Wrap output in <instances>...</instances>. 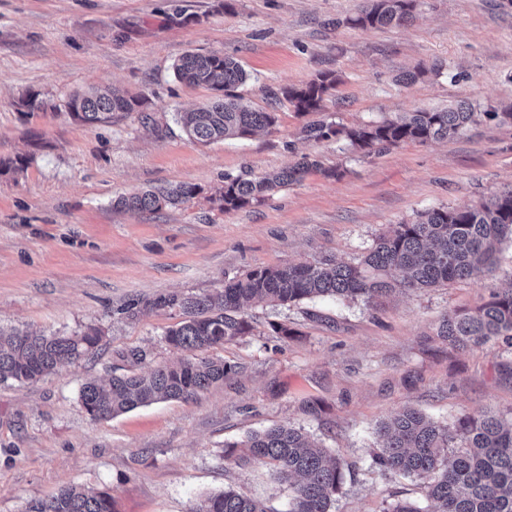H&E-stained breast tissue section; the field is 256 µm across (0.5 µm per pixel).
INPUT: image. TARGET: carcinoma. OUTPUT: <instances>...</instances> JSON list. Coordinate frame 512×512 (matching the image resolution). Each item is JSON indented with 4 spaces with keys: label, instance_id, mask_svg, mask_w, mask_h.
<instances>
[{
    "label": "carcinoma",
    "instance_id": "obj_1",
    "mask_svg": "<svg viewBox=\"0 0 512 512\" xmlns=\"http://www.w3.org/2000/svg\"><path fill=\"white\" fill-rule=\"evenodd\" d=\"M417 2L368 0L348 23L362 29L404 26L414 20ZM174 73L184 84L215 92L209 104L177 113V122L197 140L243 139L275 127L276 113L253 108L237 94L249 78L237 60L219 54H186L174 64ZM337 82L334 73L320 72L300 87L282 89V95L300 115L321 112ZM142 106L141 98L118 90L75 94L67 103L70 116L84 125L107 123L119 113L136 112ZM483 121L512 124V109H482L463 101L355 127L321 118L306 123L302 133L315 141L343 139L361 150L384 149L404 142L448 140ZM319 169V161L304 155L272 176L226 175L218 200L226 210L242 208ZM195 195L196 189L184 184L152 188L122 196L116 206L154 211ZM505 241L512 242V190L477 205L433 208L410 223L394 224L354 262L323 257L260 267L228 278L224 289L214 295H161L153 307L176 310L182 316L166 330L165 340L190 356L144 374L88 382L81 389L82 406L91 418L109 420L159 400L189 398L239 372L238 366L198 353L249 333L251 326L241 311L250 303L291 306L329 297L377 304L396 292L476 280L493 267L496 246ZM439 335L461 350L498 340L511 348L512 285L492 292L471 310L444 317ZM99 336L95 328L74 335L0 332V382L32 383L56 373L89 354ZM375 434L373 467L423 480L426 499L432 503L427 509L398 501L387 512H512V419L482 412L448 426L405 408L381 421ZM224 460L262 463L278 479L289 482L293 490L289 512H331L344 479L341 463L329 461L304 429L289 424L255 432L241 444L227 446ZM28 512H112V499L104 491L71 486L33 502ZM192 512L268 510L261 502L228 490L205 497Z\"/></svg>",
    "mask_w": 512,
    "mask_h": 512
}]
</instances>
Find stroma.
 I'll return each instance as SVG.
<instances>
[{
    "label": "stroma",
    "mask_w": 512,
    "mask_h": 512,
    "mask_svg": "<svg viewBox=\"0 0 512 512\" xmlns=\"http://www.w3.org/2000/svg\"><path fill=\"white\" fill-rule=\"evenodd\" d=\"M365 0H0V330L73 334L98 328L88 356L59 373L0 383V512L77 485L107 491L114 512H191L225 490L288 512L290 490L260 463H228L255 431L304 428L344 466L332 512H386L424 502L419 479L370 466L377 424L406 406L444 423L478 411L512 417V350H460L442 319L512 283V243L477 281L409 291L375 305L330 298L245 308L252 329L207 350L242 366L223 384L109 420L92 419L89 380L176 362L164 340L177 311L162 294L221 290L257 267L353 261L389 225L512 189V125L384 150L305 139L307 119L280 90L330 71L324 112L352 127L393 112L460 101L512 107V7L505 0H420L413 22L349 25ZM189 52L221 53L247 71L238 89L276 113L271 132L203 144L176 122L212 90L179 82ZM428 68L415 83L399 76ZM117 87L139 112L86 126L76 93ZM320 162L298 183L221 210L225 175L261 176L301 156ZM186 184L196 195L155 212L116 208L140 190ZM138 304L128 318L125 309ZM282 323L291 336L272 326ZM142 351L135 362L130 350Z\"/></svg>",
    "instance_id": "obj_1"
}]
</instances>
